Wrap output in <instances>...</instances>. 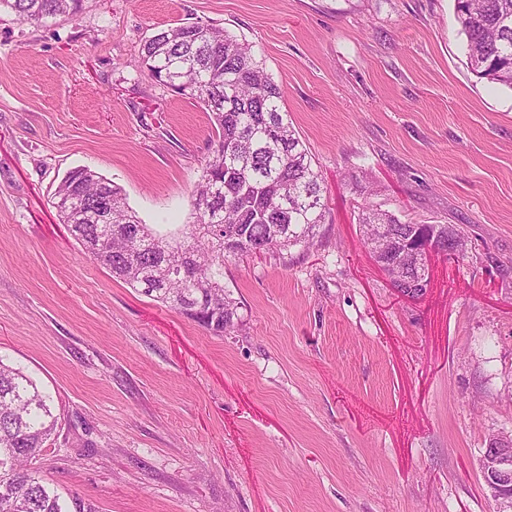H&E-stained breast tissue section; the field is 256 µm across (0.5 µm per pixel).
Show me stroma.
<instances>
[{
	"instance_id": "1",
	"label": "stroma",
	"mask_w": 512,
	"mask_h": 512,
	"mask_svg": "<svg viewBox=\"0 0 512 512\" xmlns=\"http://www.w3.org/2000/svg\"><path fill=\"white\" fill-rule=\"evenodd\" d=\"M193 22L256 44L325 204L311 243L226 262L221 336L86 257L52 204L87 167L158 234L193 223L209 116L139 66ZM364 203L468 250L401 295ZM0 357L54 399L42 478L97 512H512L481 469L512 434V89L468 68L454 0L1 11Z\"/></svg>"
}]
</instances>
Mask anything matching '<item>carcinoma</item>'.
I'll list each match as a JSON object with an SVG mask.
<instances>
[{
    "label": "carcinoma",
    "instance_id": "cac0c4a2",
    "mask_svg": "<svg viewBox=\"0 0 512 512\" xmlns=\"http://www.w3.org/2000/svg\"><path fill=\"white\" fill-rule=\"evenodd\" d=\"M83 0H0L22 22L40 25L75 16ZM466 38L468 67L512 89V0H455ZM140 67L171 91L197 99L209 112L215 139L192 196L196 220L181 235L161 237L141 222L120 187L97 173L66 176L54 195L61 221L85 255L142 295L169 305L216 335L235 328L237 303L224 289L230 257L285 249L313 238L324 218L321 175L280 102V86L255 45L203 22L163 28L144 43ZM112 193V223L94 224L93 201ZM358 223L370 253H398L425 231L448 234L446 224H408L364 203ZM134 228L136 237H128ZM401 294L428 278L426 267L395 277ZM58 424L52 399L20 367L0 358V512H96L46 485L33 466Z\"/></svg>",
    "mask_w": 512,
    "mask_h": 512
}]
</instances>
